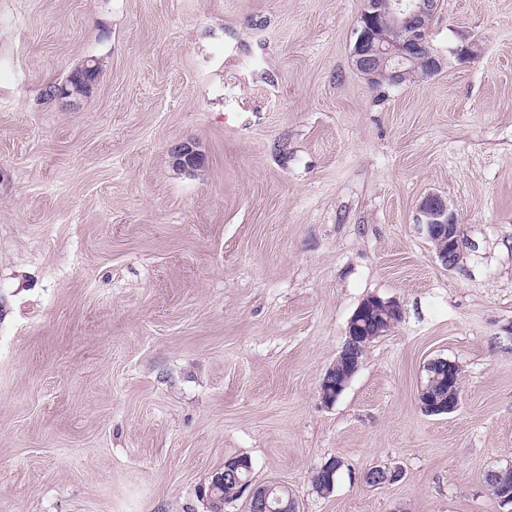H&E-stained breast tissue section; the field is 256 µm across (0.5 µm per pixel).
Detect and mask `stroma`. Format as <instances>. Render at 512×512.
<instances>
[{
    "label": "stroma",
    "mask_w": 512,
    "mask_h": 512,
    "mask_svg": "<svg viewBox=\"0 0 512 512\" xmlns=\"http://www.w3.org/2000/svg\"><path fill=\"white\" fill-rule=\"evenodd\" d=\"M363 7L0 0V512H207L199 486L236 455L299 512H500L512 0H444L445 66L401 85L354 66ZM92 56L93 93L42 101ZM180 142L201 167H173ZM430 194L457 215L451 269L419 222ZM372 296L401 319L324 406ZM437 358L461 400L429 416ZM374 465L403 477L367 487Z\"/></svg>",
    "instance_id": "1"
}]
</instances>
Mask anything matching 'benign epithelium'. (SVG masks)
Segmentation results:
<instances>
[{
    "label": "benign epithelium",
    "mask_w": 512,
    "mask_h": 512,
    "mask_svg": "<svg viewBox=\"0 0 512 512\" xmlns=\"http://www.w3.org/2000/svg\"><path fill=\"white\" fill-rule=\"evenodd\" d=\"M441 8V0H365L360 16V26L353 49L355 68L371 81L386 76L392 83H399L405 74L420 59L426 61L428 74L438 72L443 57L428 41L430 27ZM173 164L179 169H192L199 163V153L190 144H179L171 152ZM420 223L426 235L436 242V255L441 263L452 268L456 264L460 246L457 234V216L448 206V201L439 195L426 196L419 205ZM401 317L398 303L372 296L364 300L354 311L347 325L346 337L337 358L353 361L352 372L336 380L337 364H332L324 373L320 383L321 401L326 406L335 404L352 378L362 366L366 339L384 335L386 326L396 323ZM448 380L456 382L455 392L448 402H436L428 407L431 415L451 414L459 407L461 386L460 369L448 362ZM251 472L252 462L248 458L232 461L224 470L214 474L211 482L224 484L227 479L239 483L240 494L246 496L251 512H297L293 499L282 501L275 495L280 484L270 482L253 484L251 478L242 479L240 469ZM401 472L397 469L374 465L360 475L361 482L378 488L398 481Z\"/></svg>",
    "instance_id": "benign-epithelium-1"
}]
</instances>
